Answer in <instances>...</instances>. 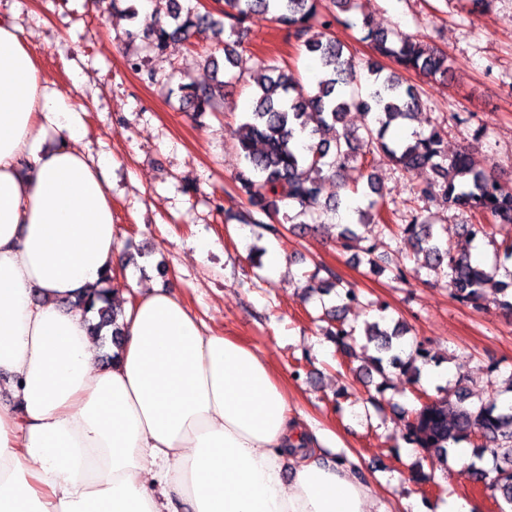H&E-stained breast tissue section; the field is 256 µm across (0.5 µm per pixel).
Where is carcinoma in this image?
Here are the masks:
<instances>
[{"label":"carcinoma","mask_w":512,"mask_h":512,"mask_svg":"<svg viewBox=\"0 0 512 512\" xmlns=\"http://www.w3.org/2000/svg\"><path fill=\"white\" fill-rule=\"evenodd\" d=\"M224 5L216 18L212 12H202L182 0H166V21L148 35L151 51L160 55L171 42L192 45L199 37L218 39L226 31L238 37L253 13L264 12L271 14L273 22L288 31L319 65L317 80L309 87L277 66L268 67L269 74L257 81L252 110L238 130L244 163L232 181L248 204L237 215L238 221L274 232V221L283 207L297 210L299 216L334 212L340 200L323 196L324 186L348 171L357 173L359 180L367 178L369 190L376 193L377 178L365 173L364 161L367 155L380 151L404 174L419 169L433 173L432 180L412 186L419 197L489 220L487 224L464 225L468 242H491L494 226L512 224V187L479 166L470 149L464 147L448 155L444 139L435 129L427 134L414 131L404 138L390 133L397 125H409L421 107L417 88L404 83L400 71L446 79L451 70L447 54L396 28L376 29L366 15L361 23L354 22L349 13L359 8L357 0H224ZM337 9L345 16L337 15ZM335 23L360 26V41L369 44L393 68L370 59L364 66L366 74H361L355 57L332 36ZM224 86L218 79L212 83L191 80L180 83L178 90L192 112L203 114L215 111L224 99ZM351 110L371 117V121L359 129L345 126L344 116ZM355 212L358 224L371 232L389 228L387 207L375 199ZM399 234L424 256L428 269L448 277V286L458 300L480 311L483 289L492 285L502 295L500 313L512 319V269L504 266L512 260V243L495 253V263L488 269L473 260L470 252L444 242L435 225L426 220L412 219L399 228ZM501 270L504 279L498 280ZM110 282L111 277H104L98 288L67 304L93 313L87 324L93 340L116 346L124 323L120 322L121 309L110 302ZM338 287L342 288L338 296L343 305L327 312L338 322L329 335L340 347L349 349L350 342L356 340V329L345 324L340 310L361 305L358 294L344 287L334 274L310 289L328 294ZM364 336L378 353L371 358L377 372H384L387 365L419 379L418 363L427 362L426 353L417 344L406 355L394 344L404 336L403 328L396 325L389 331L378 322H367ZM404 439L441 460L448 458V449L462 442L481 453L490 452L494 467L474 470V480L512 507V406L501 408L494 397L475 405L467 402L463 391H447L414 410L405 425Z\"/></svg>","instance_id":"cac0c4a2"}]
</instances>
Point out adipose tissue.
Masks as SVG:
<instances>
[{"label":"adipose tissue","mask_w":512,"mask_h":512,"mask_svg":"<svg viewBox=\"0 0 512 512\" xmlns=\"http://www.w3.org/2000/svg\"><path fill=\"white\" fill-rule=\"evenodd\" d=\"M78 105L0 17V512H387L354 459L291 414L262 354L158 287L124 304L115 363L64 299L122 252Z\"/></svg>","instance_id":"1"}]
</instances>
